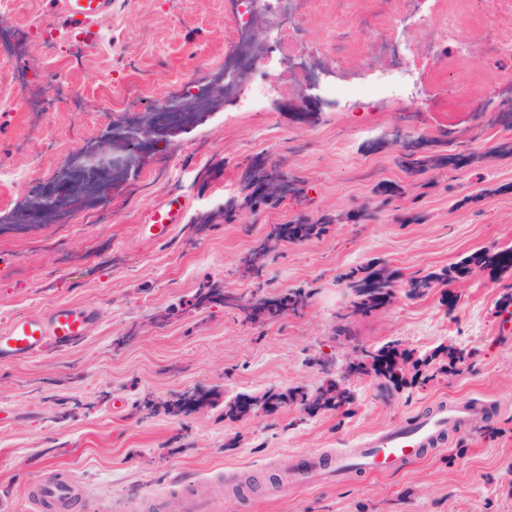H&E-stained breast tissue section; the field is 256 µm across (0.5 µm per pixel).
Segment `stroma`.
Returning a JSON list of instances; mask_svg holds the SVG:
<instances>
[{
	"label": "stroma",
	"instance_id": "35a3bbf8",
	"mask_svg": "<svg viewBox=\"0 0 512 512\" xmlns=\"http://www.w3.org/2000/svg\"><path fill=\"white\" fill-rule=\"evenodd\" d=\"M453 4L457 46L399 58L413 99L347 110L346 100L372 97L383 69L361 19L380 7L378 36L421 33L447 24ZM229 10V0H116L97 22L102 40L76 55L59 0H0L13 48L0 65V327L61 303L103 312L73 349L0 362V512H28L50 468L77 476L94 512H149L144 494L200 481L223 484L218 512H512V321L500 311L512 267L419 298L397 286L389 306L336 332L352 268L407 278L512 246V53H486L512 39V19L488 0H308L310 53L353 69L335 95L315 86L300 102L195 113L169 144L142 150L137 174H105L107 223L80 211L63 224L4 223L122 111L154 110L199 69L223 73ZM24 68L36 79L20 91L12 73ZM60 81L82 110L60 103L32 134L24 98ZM274 178L287 191L255 204ZM178 195L189 202L182 223L169 241L148 242V214ZM303 219L331 227L262 249L276 225ZM297 288L309 298L295 313L249 319L236 307ZM390 340L420 356L449 345L464 360L422 387L358 378L343 413L287 404L224 416L228 398L316 389L355 350ZM461 398L480 411L472 427L395 471L287 481L300 456L351 452Z\"/></svg>",
	"mask_w": 512,
	"mask_h": 512
}]
</instances>
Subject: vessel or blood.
I'll list each match as a JSON object with an SVG mask.
<instances>
[{
    "label": "vessel or blood",
    "mask_w": 512,
    "mask_h": 512,
    "mask_svg": "<svg viewBox=\"0 0 512 512\" xmlns=\"http://www.w3.org/2000/svg\"><path fill=\"white\" fill-rule=\"evenodd\" d=\"M113 0H61L65 28L76 49L94 45L100 31L99 17L112 11ZM188 202L182 197L163 201L150 214L146 231L156 242L170 239L176 224L181 223ZM96 310L59 304L48 313L12 319L0 328V362L36 357L48 347L67 349L83 341ZM472 410L470 401L439 405L405 426L377 433L363 440L352 456L342 454L316 464L299 460L295 475L302 484L319 481L324 475L340 476L348 471L349 461L360 470L385 473L400 464L418 458L438 446L449 429L465 426ZM32 512H86L88 500L82 484L68 475L49 472L29 495ZM156 512H208L207 499L195 492H177L172 499L154 501Z\"/></svg>",
    "instance_id": "1"
}]
</instances>
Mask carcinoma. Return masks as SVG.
Returning a JSON list of instances; mask_svg holds the SVG:
<instances>
[{
    "label": "carcinoma",
    "mask_w": 512,
    "mask_h": 512,
    "mask_svg": "<svg viewBox=\"0 0 512 512\" xmlns=\"http://www.w3.org/2000/svg\"><path fill=\"white\" fill-rule=\"evenodd\" d=\"M329 228V224L323 220L315 222L303 221L296 224H281L270 234V238L275 240L300 241L311 237H317L324 234ZM512 266V247L496 253L486 251L478 252L465 258L453 270H446L440 274H427L423 276H414L407 280V285L415 290V296L424 295L435 283L439 281H448L456 276L458 278L468 275L475 268H509ZM398 275L394 270H388L384 267L376 268L373 265H367L360 268H353L349 272L342 274L341 279L346 282L353 297L349 303L347 312L337 315L338 331H346L349 323V311L360 308L365 312L373 310L391 302L396 288ZM308 293L301 289L288 292V294L277 299L257 298L259 307L266 310L272 316L283 315L287 312H295L306 304ZM372 363L362 366L361 374L369 372L379 379L383 378L394 386L405 384L404 370L407 366L417 368L419 365H428L435 359V356L429 355L423 359L413 358V352L401 348V343L390 341L377 349L367 350ZM448 356L449 364L440 365L433 374L424 376L421 383L425 384L439 375L453 373L456 370L457 356L455 351L444 350ZM266 396L270 400L268 411H273L283 404V399L301 397L306 398L309 392L303 389H292L286 393L268 391Z\"/></svg>",
    "instance_id": "1"
}]
</instances>
